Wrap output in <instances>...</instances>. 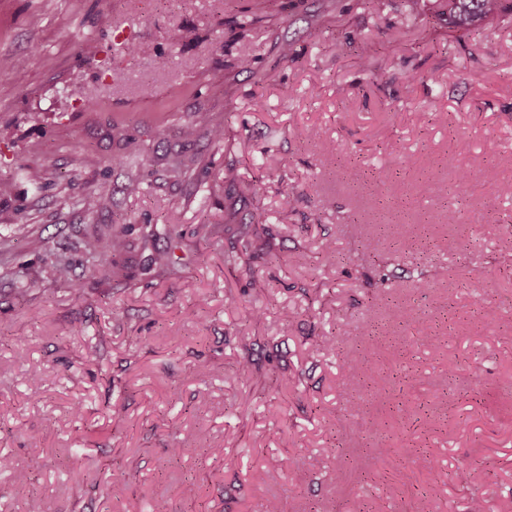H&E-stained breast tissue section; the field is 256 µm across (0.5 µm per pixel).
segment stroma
<instances>
[{
  "mask_svg": "<svg viewBox=\"0 0 512 512\" xmlns=\"http://www.w3.org/2000/svg\"><path fill=\"white\" fill-rule=\"evenodd\" d=\"M163 54L177 84L154 74ZM7 57L26 65L0 74V267L27 280L20 294L0 278V512H121L112 473L141 512L512 503V197L497 192L512 182V15L460 32L434 0L414 17L404 0H0ZM197 112L224 123L225 145L182 137ZM176 156L196 159L186 178L169 173ZM228 163L236 179L215 182ZM460 170L474 173L462 193ZM91 193L105 202L89 218ZM257 209L268 220L242 245L224 221ZM122 223L117 288L86 273L78 244ZM169 224L185 242L170 278L151 264ZM241 248L250 269L225 266ZM51 252L78 289L55 282ZM361 353L368 387H343ZM376 439L389 455L371 454ZM105 494L108 499L123 501L125 512H138L140 509L137 499L128 496L127 483L122 475L109 474L105 483Z\"/></svg>",
  "mask_w": 512,
  "mask_h": 512,
  "instance_id": "1",
  "label": "stroma"
}]
</instances>
